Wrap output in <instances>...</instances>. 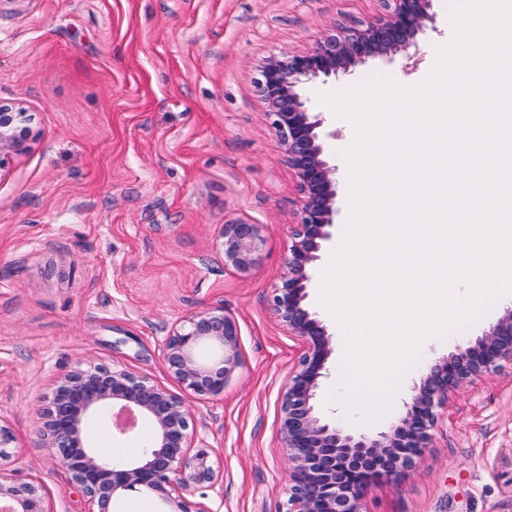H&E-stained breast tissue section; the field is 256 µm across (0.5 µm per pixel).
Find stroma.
<instances>
[{"instance_id": "obj_1", "label": "stroma", "mask_w": 512, "mask_h": 512, "mask_svg": "<svg viewBox=\"0 0 512 512\" xmlns=\"http://www.w3.org/2000/svg\"><path fill=\"white\" fill-rule=\"evenodd\" d=\"M456 0L413 60L370 63L308 95L375 76L416 82L450 40ZM385 0H0V100L32 113L24 151L0 167V424L14 442L0 467L42 487L51 512L90 505L44 448L42 412L61 377L125 366L190 411L224 472L192 512H285L288 463L280 391L303 352L271 310L301 206L285 146L256 88L272 57L367 23ZM263 227L259 263L224 264L225 224ZM331 375L317 404L352 429L383 428L427 367L512 308L490 303L468 328L428 340L386 405L366 407L341 382L347 346L335 318ZM224 307L239 364L207 399L168 374L160 344L191 314ZM127 344H118L120 333ZM432 448L401 477L371 486L366 512H512V364L438 410Z\"/></svg>"}]
</instances>
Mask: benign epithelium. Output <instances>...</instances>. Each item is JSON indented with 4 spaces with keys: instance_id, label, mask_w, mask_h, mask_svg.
Listing matches in <instances>:
<instances>
[{
    "instance_id": "benign-epithelium-1",
    "label": "benign epithelium",
    "mask_w": 512,
    "mask_h": 512,
    "mask_svg": "<svg viewBox=\"0 0 512 512\" xmlns=\"http://www.w3.org/2000/svg\"><path fill=\"white\" fill-rule=\"evenodd\" d=\"M386 13L359 26L341 27L309 50L271 59L261 70L258 89L270 107L273 125L302 197L291 231L286 271L274 289L271 309L303 343L288 374L280 406V434L288 461L287 512H364L369 488L408 469L431 447L437 408L460 388L475 383L502 362L512 363V308L481 335L441 361L429 365L413 385L405 411L383 430L352 431L323 417L315 400L333 353L331 335L307 300L317 275L320 251L333 239L337 201L336 166L326 154V118L305 94L313 82L352 74L372 61L389 63L419 50V35L433 20L432 0H387ZM32 114L19 102L0 100V167L25 149ZM224 264L240 273L257 263L264 244L262 225H224ZM212 356L203 358L202 349ZM166 368L185 390L215 396L238 362V328L222 307L192 315L162 343ZM126 416L120 433L149 421L153 436L136 457L119 461L95 445L91 424L114 412ZM45 447L93 505L92 512H116L128 492L145 493L158 512H191L188 497L213 488L220 479L205 439L170 391L122 367L94 366L67 374L43 414ZM0 512H51L38 486L18 483L0 471Z\"/></svg>"
}]
</instances>
